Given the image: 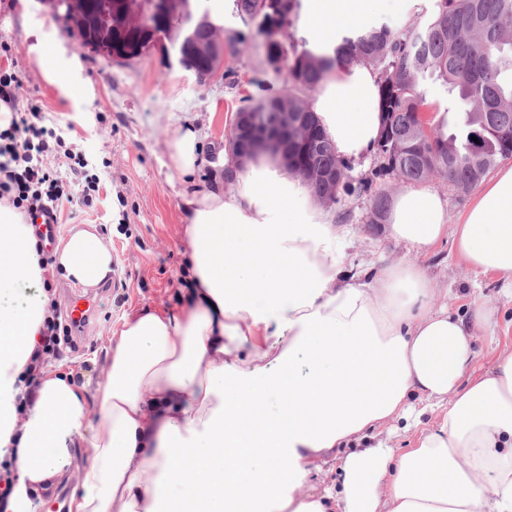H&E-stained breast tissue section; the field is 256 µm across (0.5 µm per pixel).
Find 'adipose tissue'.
Masks as SVG:
<instances>
[{
	"label": "adipose tissue",
	"mask_w": 512,
	"mask_h": 512,
	"mask_svg": "<svg viewBox=\"0 0 512 512\" xmlns=\"http://www.w3.org/2000/svg\"><path fill=\"white\" fill-rule=\"evenodd\" d=\"M415 0H303L309 45L327 50L338 27L382 15L396 23ZM45 79L87 98L55 50L30 46ZM336 152L356 162L381 129L377 75L335 64L313 106ZM190 254L191 300L175 310L125 317L106 380L93 398L99 419L91 460L72 449L87 414L85 394L45 369L25 412L23 375L51 298L44 280L63 274L87 288L112 272V249L94 225L76 224L52 261L36 251L31 224L0 205V284L35 293L21 308L0 306V447L15 448L11 501L47 481L77 477L69 512H512V353L481 376L468 372L477 329L471 318L431 308L422 270L391 266L378 287L348 279L332 223L295 176L266 158L249 162L234 193L195 180L197 134L167 140ZM391 235L429 250L452 233L458 257L512 286V167L481 184L449 223L432 190L395 196ZM438 423L399 451L370 432L410 419L412 399ZM341 457L336 485L308 487L326 459Z\"/></svg>",
	"instance_id": "ef3b65f1"
}]
</instances>
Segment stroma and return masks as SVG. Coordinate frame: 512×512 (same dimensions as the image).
Here are the masks:
<instances>
[{
  "label": "stroma",
  "instance_id": "stroma-1",
  "mask_svg": "<svg viewBox=\"0 0 512 512\" xmlns=\"http://www.w3.org/2000/svg\"><path fill=\"white\" fill-rule=\"evenodd\" d=\"M232 8L226 0L213 19L236 40V51L225 58L222 76L202 86L176 59L157 52L112 65L81 54L44 0H0V43L9 46L0 53V71L21 79L13 91L17 112H26L30 100H37L45 125L66 147L80 152L97 176L94 207L62 206L56 235L66 236L75 224L95 225L119 266V284L103 282L89 351L65 348L52 362L76 388L91 392L103 381L114 334L126 315L176 309L190 300L186 226L178 196L181 177L167 158L172 129L183 125L198 131V150L207 163L197 170V179L222 178V169L209 160L224 145L238 109L247 99L275 95L288 84L287 60L270 63L255 24L242 21ZM40 40L57 47L58 67H67L72 55L80 54L76 78L93 87V98L74 100L43 77L29 53ZM370 198V192H356L328 209L334 223L348 231L341 248L343 265L371 283L387 266L414 264L425 271L437 301L447 302L449 311L464 316L478 305L493 310L497 326L476 337L471 373L490 369L501 353L512 351V297L504 293L502 280L461 262L452 234L420 252L390 236L386 225L367 223Z\"/></svg>",
  "mask_w": 512,
  "mask_h": 512
}]
</instances>
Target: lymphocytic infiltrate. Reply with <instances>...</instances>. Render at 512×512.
I'll list each match as a JSON object with an SVG mask.
<instances>
[{
  "label": "lymphocytic infiltrate",
  "mask_w": 512,
  "mask_h": 512,
  "mask_svg": "<svg viewBox=\"0 0 512 512\" xmlns=\"http://www.w3.org/2000/svg\"><path fill=\"white\" fill-rule=\"evenodd\" d=\"M61 146V139L43 126L40 106L29 104L25 116L12 119L9 128L0 132V199L8 198L15 209L33 219L56 214L66 203L93 206L95 178L79 154L68 155V177L46 166L45 157ZM39 334L27 366L32 382L37 381L49 357L71 341L70 327L55 312L45 318Z\"/></svg>",
  "instance_id": "1"
}]
</instances>
